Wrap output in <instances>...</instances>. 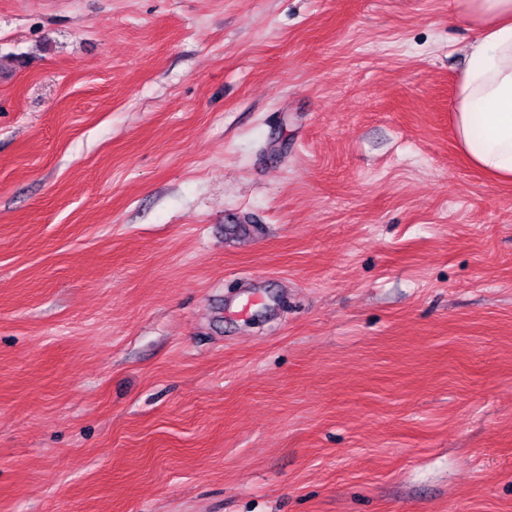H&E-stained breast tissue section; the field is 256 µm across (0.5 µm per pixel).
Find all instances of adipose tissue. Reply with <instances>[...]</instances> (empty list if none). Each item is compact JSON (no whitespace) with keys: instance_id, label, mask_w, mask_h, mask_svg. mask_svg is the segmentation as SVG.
<instances>
[{"instance_id":"1","label":"adipose tissue","mask_w":512,"mask_h":512,"mask_svg":"<svg viewBox=\"0 0 512 512\" xmlns=\"http://www.w3.org/2000/svg\"><path fill=\"white\" fill-rule=\"evenodd\" d=\"M473 30L453 100L454 137L467 160L512 182V0H453Z\"/></svg>"}]
</instances>
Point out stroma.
<instances>
[{
	"label": "stroma",
	"mask_w": 512,
	"mask_h": 512,
	"mask_svg": "<svg viewBox=\"0 0 512 512\" xmlns=\"http://www.w3.org/2000/svg\"><path fill=\"white\" fill-rule=\"evenodd\" d=\"M452 0H0V512H512V184Z\"/></svg>",
	"instance_id": "stroma-1"
}]
</instances>
